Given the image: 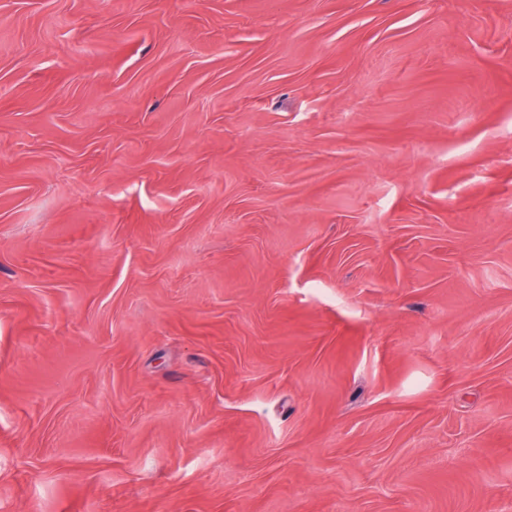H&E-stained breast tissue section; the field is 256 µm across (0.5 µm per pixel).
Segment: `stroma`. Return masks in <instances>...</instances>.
Listing matches in <instances>:
<instances>
[{"instance_id": "stroma-1", "label": "stroma", "mask_w": 512, "mask_h": 512, "mask_svg": "<svg viewBox=\"0 0 512 512\" xmlns=\"http://www.w3.org/2000/svg\"><path fill=\"white\" fill-rule=\"evenodd\" d=\"M0 512H512V0H0Z\"/></svg>"}]
</instances>
